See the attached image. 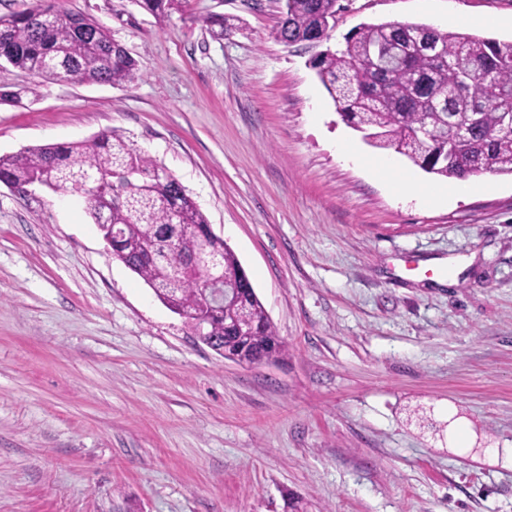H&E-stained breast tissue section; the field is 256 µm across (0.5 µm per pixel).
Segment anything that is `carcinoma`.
<instances>
[{
  "label": "carcinoma",
  "instance_id": "1",
  "mask_svg": "<svg viewBox=\"0 0 512 512\" xmlns=\"http://www.w3.org/2000/svg\"><path fill=\"white\" fill-rule=\"evenodd\" d=\"M157 17L182 0H139ZM337 0H284L276 38L288 44L330 39ZM220 40L233 24L202 19ZM0 59L48 79L121 85L137 79L136 61L96 20L53 3L0 16ZM311 67L343 120L368 130L370 144L391 149L429 174L464 179L512 175V41L444 32L408 22L362 23L342 49L326 48ZM49 182L55 193L80 192L91 217L108 207L98 228L112 255L137 274L199 340L226 359L255 364L278 357L284 344L234 251L223 246L224 270L236 287L224 302L205 304V277L183 260L209 243L210 224L178 180L109 132L90 141L0 155V181Z\"/></svg>",
  "mask_w": 512,
  "mask_h": 512
}]
</instances>
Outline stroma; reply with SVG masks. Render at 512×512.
Here are the masks:
<instances>
[{
	"mask_svg": "<svg viewBox=\"0 0 512 512\" xmlns=\"http://www.w3.org/2000/svg\"><path fill=\"white\" fill-rule=\"evenodd\" d=\"M339 3L336 49L389 21L512 39V0ZM59 5L139 77L0 61V92H26L0 103V155L122 134L235 252L285 350L221 357L113 258L82 194L0 184V512H512V176L431 206L375 178L413 165L342 120L313 49L276 40L279 0Z\"/></svg>",
	"mask_w": 512,
	"mask_h": 512,
	"instance_id": "35a3bbf8",
	"label": "stroma"
}]
</instances>
